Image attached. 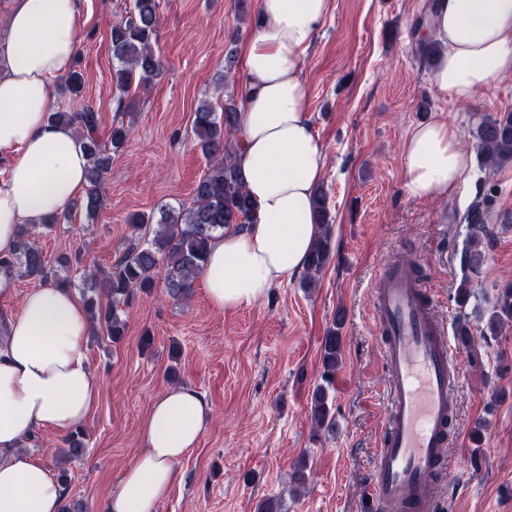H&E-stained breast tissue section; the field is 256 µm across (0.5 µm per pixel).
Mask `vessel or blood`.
Instances as JSON below:
<instances>
[{
	"label": "vessel or blood",
	"instance_id": "1",
	"mask_svg": "<svg viewBox=\"0 0 512 512\" xmlns=\"http://www.w3.org/2000/svg\"><path fill=\"white\" fill-rule=\"evenodd\" d=\"M416 262L389 257L373 277V314L388 383L368 512H438L458 371L446 325Z\"/></svg>",
	"mask_w": 512,
	"mask_h": 512
}]
</instances>
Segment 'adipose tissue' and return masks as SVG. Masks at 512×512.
<instances>
[{
	"label": "adipose tissue",
	"mask_w": 512,
	"mask_h": 512,
	"mask_svg": "<svg viewBox=\"0 0 512 512\" xmlns=\"http://www.w3.org/2000/svg\"><path fill=\"white\" fill-rule=\"evenodd\" d=\"M330 7L331 0H258L259 26L243 45L237 102V161L252 222L216 239L199 272L218 310L265 298L304 270L321 233L313 195L326 158L312 131L301 64ZM86 23L82 0H17L8 16L0 43V157L7 161L0 258L14 253L21 225L61 213L86 184L80 135L49 118ZM430 26L442 47L434 84L449 102H469L512 75V0H437ZM403 159L406 189L417 198L452 195L472 162L458 128L444 121L416 125ZM88 335L82 302L52 286L30 292L0 329V512H60L63 486L21 445L40 429H72L95 408L99 380L85 355ZM211 418L197 390L167 388L142 419L144 448L102 512H155Z\"/></svg>",
	"instance_id": "adipose-tissue-1"
}]
</instances>
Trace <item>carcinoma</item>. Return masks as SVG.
Listing matches in <instances>:
<instances>
[{"instance_id": "1", "label": "carcinoma", "mask_w": 512, "mask_h": 512, "mask_svg": "<svg viewBox=\"0 0 512 512\" xmlns=\"http://www.w3.org/2000/svg\"><path fill=\"white\" fill-rule=\"evenodd\" d=\"M160 0H134L133 12L111 25L110 50L112 80L115 87L127 93L131 87L149 85L163 71V62L154 44L157 41ZM51 119L74 126L85 141L88 157L87 185L81 206L87 218H94L102 209L100 186L112 163V154L122 148L130 128L120 123L112 127L110 144L98 140L99 120L91 107L80 112L58 111ZM193 132L208 168L193 190L187 206L162 209L159 218L144 214L128 218L137 238L124 255L107 272L90 271L83 275L87 293L85 307L95 324L106 328L112 342H119L126 332L120 316L121 306L128 303L138 290L148 291L158 279H163L168 293L178 299L189 296L195 278L205 263L212 242L229 226L243 227L251 222L253 204L246 192L244 177L236 161L239 149L237 108L233 99L224 101L221 110L203 100L196 107ZM476 148L484 165L495 169L512 162V113L502 117H484L476 127ZM314 205L324 231L315 244L305 268L302 287L313 288L318 276L334 254L333 218L328 198L317 189ZM492 200H476L467 214L471 228V244L489 235L486 219ZM42 249L26 241L21 233L12 257L0 258V269L9 275L14 271L29 276H48ZM512 321V288L498 294L491 308L483 334L495 336L504 323ZM329 329L322 342L323 384L317 386L311 398V417L316 430L331 433L336 429V416L329 405L328 385L332 384L341 362L342 339L337 327ZM65 455L70 460L85 451L80 429L70 432Z\"/></svg>"}]
</instances>
